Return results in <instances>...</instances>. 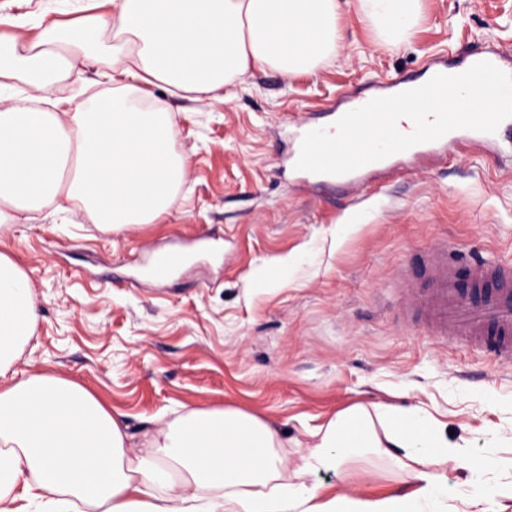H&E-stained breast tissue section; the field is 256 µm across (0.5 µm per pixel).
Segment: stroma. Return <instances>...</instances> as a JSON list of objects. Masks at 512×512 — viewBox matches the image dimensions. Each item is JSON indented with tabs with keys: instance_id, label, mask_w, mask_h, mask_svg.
<instances>
[{
	"instance_id": "35a3bbf8",
	"label": "stroma",
	"mask_w": 512,
	"mask_h": 512,
	"mask_svg": "<svg viewBox=\"0 0 512 512\" xmlns=\"http://www.w3.org/2000/svg\"><path fill=\"white\" fill-rule=\"evenodd\" d=\"M78 0H0L35 22L79 18ZM334 57L293 77L256 67L222 99L170 97L174 148L188 168L174 209L153 224L106 230L77 208L45 210L0 230V252L29 274L39 317L14 379L58 375L125 427L127 457L147 434L193 409L235 408L304 439L335 413L373 404L432 416L493 481L512 464V367L430 335L400 276L448 245L470 264L512 263V125L366 175L362 184L302 180L286 161L295 132L325 127L346 98L416 80L496 51L512 69V0H424L401 47L382 45L349 0ZM180 244L187 265L165 281L144 272ZM327 491L382 497L407 487L373 455Z\"/></svg>"
}]
</instances>
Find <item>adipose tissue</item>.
Listing matches in <instances>:
<instances>
[{"label":"adipose tissue","instance_id":"ef3b65f1","mask_svg":"<svg viewBox=\"0 0 512 512\" xmlns=\"http://www.w3.org/2000/svg\"><path fill=\"white\" fill-rule=\"evenodd\" d=\"M385 45L411 34L422 0H359ZM341 0H112L78 25L42 24L32 40L0 16V228L73 202L93 223L152 224L174 208L188 159L174 147L167 95L208 97L250 67L291 77L332 58ZM90 61L112 88L76 104L55 97ZM42 91L40 102L21 95ZM165 97L153 95V88ZM31 280L0 253V378L33 335ZM284 441L267 420L191 410L151 432L128 458L119 422L77 383L32 374L0 385V512H460L448 466L487 462L426 416L363 405ZM381 454L410 491L325 496L318 475Z\"/></svg>","mask_w":512,"mask_h":512}]
</instances>
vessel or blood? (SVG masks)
<instances>
[{"instance_id": "obj_1", "label": "vessel or blood", "mask_w": 512, "mask_h": 512, "mask_svg": "<svg viewBox=\"0 0 512 512\" xmlns=\"http://www.w3.org/2000/svg\"><path fill=\"white\" fill-rule=\"evenodd\" d=\"M490 133L456 129L433 143L417 144V151L442 147L451 142L474 143L490 140ZM183 257L176 251L159 252L151 268L154 278L164 279L178 267ZM431 286L412 299L413 307L424 317L430 332L436 336H455L478 344L504 365L512 364V265L491 268L473 263L469 269L472 293L462 291L455 267L448 261L447 246L429 251ZM495 283L494 294L475 298V290Z\"/></svg>"}]
</instances>
